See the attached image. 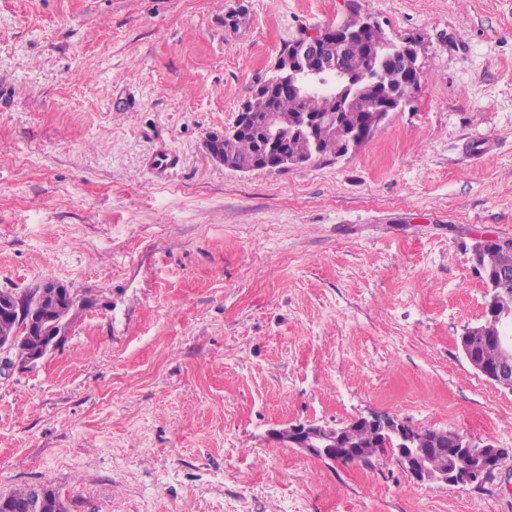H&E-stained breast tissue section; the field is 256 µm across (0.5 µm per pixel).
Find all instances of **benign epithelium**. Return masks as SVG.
<instances>
[{
  "label": "benign epithelium",
  "instance_id": "obj_1",
  "mask_svg": "<svg viewBox=\"0 0 512 512\" xmlns=\"http://www.w3.org/2000/svg\"><path fill=\"white\" fill-rule=\"evenodd\" d=\"M330 29L324 28L316 33H304L293 40L295 49L288 56V70L292 74L290 90L298 94L305 84L321 80V77L336 70V54L330 44L341 43V39L331 41ZM372 74L366 71L358 76L346 74L341 79L342 86L337 96L345 100L350 93L360 87L368 86ZM393 108L390 101H382L368 112L366 121L372 130L383 123L387 111ZM252 121V113L241 107L232 124L213 134L207 143L213 149L215 143L238 138L244 128ZM265 153L278 161L282 169L300 167L310 163L308 159L290 157L279 148V138L283 134L298 131L318 140L334 133V127L326 121L305 116L299 122H288L279 112L268 113L264 120ZM38 298H23L13 294L0 293V304L13 305L19 317L29 304ZM486 314L498 320L512 319V271L500 272L497 288L486 305ZM68 327L55 323L54 327L42 333L40 345L33 351L29 361L42 358L47 351L60 344L67 335ZM496 359L491 364L466 356L472 369L492 384L512 392V340L500 336L494 339ZM408 421L391 416H359L342 425L330 426L317 421H306L290 425L278 432L281 441L290 448H299L304 452L330 462L338 460L347 464L364 463L382 452L378 443L382 439L392 438L398 447L390 449L401 469L415 482H441L447 485H474L485 483L500 468L504 451L490 443L476 442L463 435H455L453 442L457 463L448 462V431L431 430L430 437L413 435Z\"/></svg>",
  "mask_w": 512,
  "mask_h": 512
}]
</instances>
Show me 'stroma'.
<instances>
[{
	"label": "stroma",
	"mask_w": 512,
	"mask_h": 512,
	"mask_svg": "<svg viewBox=\"0 0 512 512\" xmlns=\"http://www.w3.org/2000/svg\"><path fill=\"white\" fill-rule=\"evenodd\" d=\"M369 16L417 88L345 157L225 169L205 148L300 32ZM179 168L158 178L154 152ZM512 237V0H0V290L94 298L0 362V493L70 512H512V392L457 347ZM374 412L490 440L480 487L273 437ZM179 163L180 158L175 151L162 147L153 154L150 167L156 174L160 175L177 168ZM68 328L57 322L50 330L43 331L40 345L33 351L28 362L42 358L51 347L59 345L66 337Z\"/></svg>",
	"instance_id": "stroma-1"
}]
</instances>
